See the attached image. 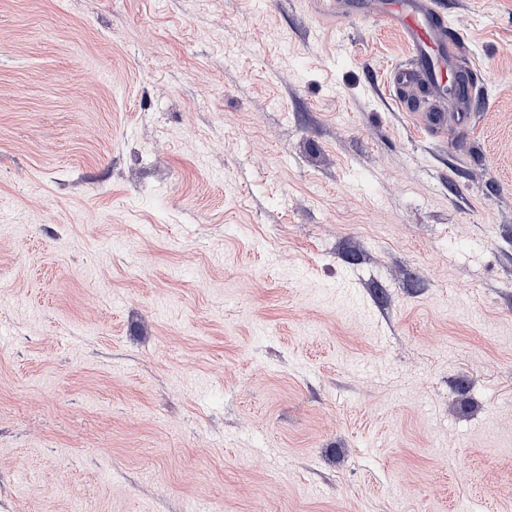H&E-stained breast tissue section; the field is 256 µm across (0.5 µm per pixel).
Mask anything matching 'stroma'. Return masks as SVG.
<instances>
[{
	"instance_id": "35a3bbf8",
	"label": "stroma",
	"mask_w": 512,
	"mask_h": 512,
	"mask_svg": "<svg viewBox=\"0 0 512 512\" xmlns=\"http://www.w3.org/2000/svg\"><path fill=\"white\" fill-rule=\"evenodd\" d=\"M0 0V512H512V0ZM384 1H398L390 3ZM377 20L400 27L411 43L414 59L393 68V88L396 95L408 105V116L419 127L430 133L451 137V141L468 133L464 114L456 112L448 124V112L432 106L420 112L416 103L410 104L401 93L404 88L426 84L439 94H448L456 82L448 84L449 62L456 59L455 42L446 37V20L438 2L434 0H380Z\"/></svg>"
}]
</instances>
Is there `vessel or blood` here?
Returning a JSON list of instances; mask_svg holds the SVG:
<instances>
[{
    "label": "vessel or blood",
    "mask_w": 512,
    "mask_h": 512,
    "mask_svg": "<svg viewBox=\"0 0 512 512\" xmlns=\"http://www.w3.org/2000/svg\"><path fill=\"white\" fill-rule=\"evenodd\" d=\"M376 18L400 27L414 50L412 62L394 67V90L425 84L437 93H448V64L456 46L446 35V20L436 0H381ZM408 115L419 127L454 139L468 131L464 114L451 117L437 106L423 111L413 106Z\"/></svg>",
    "instance_id": "b4317fda"
}]
</instances>
